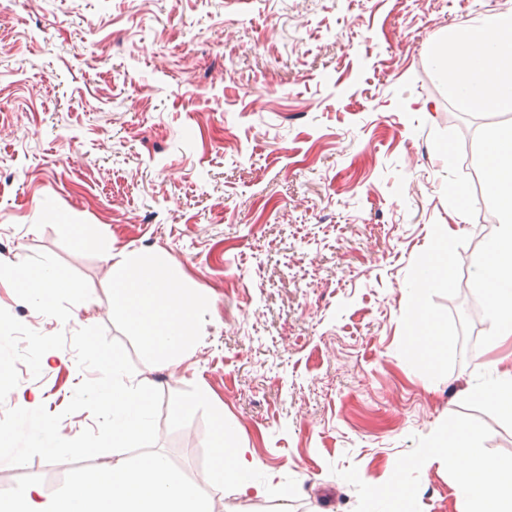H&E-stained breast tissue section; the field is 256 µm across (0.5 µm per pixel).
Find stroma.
Wrapping results in <instances>:
<instances>
[{
    "instance_id": "35a3bbf8",
    "label": "stroma",
    "mask_w": 512,
    "mask_h": 512,
    "mask_svg": "<svg viewBox=\"0 0 512 512\" xmlns=\"http://www.w3.org/2000/svg\"><path fill=\"white\" fill-rule=\"evenodd\" d=\"M512 0H0V308L44 334L104 326L163 394L157 450L198 487L216 423L275 485L225 490L214 512H367L401 481L415 512H459L435 439L475 431L490 469L512 465V413L478 395L512 341L483 310L473 340L453 301L494 235L484 136L512 111L449 98L428 43ZM463 208L465 220L451 213ZM95 237L77 246L73 228ZM448 272L421 287L440 242ZM160 257L200 289L178 365L158 363L113 303L106 253ZM50 261L49 308L9 274ZM431 314L427 360L407 345ZM21 395L65 414L93 378L72 347L19 365ZM207 400L198 401V392ZM68 463H0L46 492Z\"/></svg>"
}]
</instances>
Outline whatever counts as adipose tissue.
I'll list each match as a JSON object with an SVG mask.
<instances>
[{
  "label": "adipose tissue",
  "instance_id": "ef3b65f1",
  "mask_svg": "<svg viewBox=\"0 0 512 512\" xmlns=\"http://www.w3.org/2000/svg\"><path fill=\"white\" fill-rule=\"evenodd\" d=\"M480 45L479 59L449 65L448 93L463 107L476 105L512 107V10L483 16L478 25L457 24L448 37L433 48L435 60L446 52L469 53ZM487 165L492 173V189L499 199L498 232L487 245L488 262L478 271L477 283L495 300L494 336L512 338V126H496L488 132ZM109 274L113 301L154 351L167 364L175 351L191 338V324L201 298L191 291H170L176 271L164 260L142 262L132 255L111 263ZM15 281L29 285L35 306L46 305L49 294L62 281L49 263L18 269ZM477 435L468 432L455 447L447 449L448 467L455 473V493L461 512H512V469L497 478L485 475L476 459ZM216 464L209 476L215 495L225 487L246 498L265 496L268 479L257 476L246 449L235 446L224 428L212 435Z\"/></svg>",
  "mask_w": 512,
  "mask_h": 512
}]
</instances>
